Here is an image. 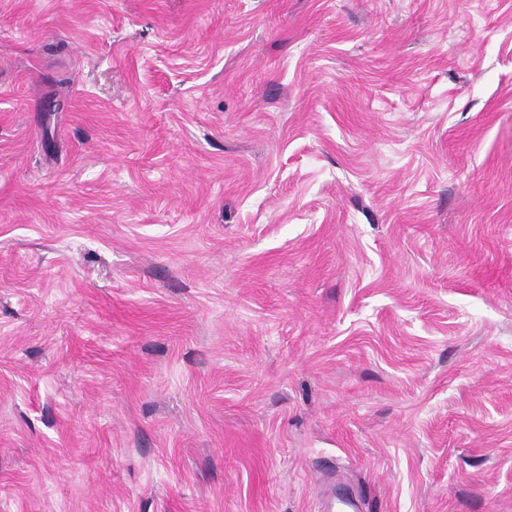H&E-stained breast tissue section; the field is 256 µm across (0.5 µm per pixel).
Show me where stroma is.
Listing matches in <instances>:
<instances>
[{"label":"stroma","instance_id":"stroma-1","mask_svg":"<svg viewBox=\"0 0 512 512\" xmlns=\"http://www.w3.org/2000/svg\"><path fill=\"white\" fill-rule=\"evenodd\" d=\"M512 512V0H0V512Z\"/></svg>","mask_w":512,"mask_h":512}]
</instances>
